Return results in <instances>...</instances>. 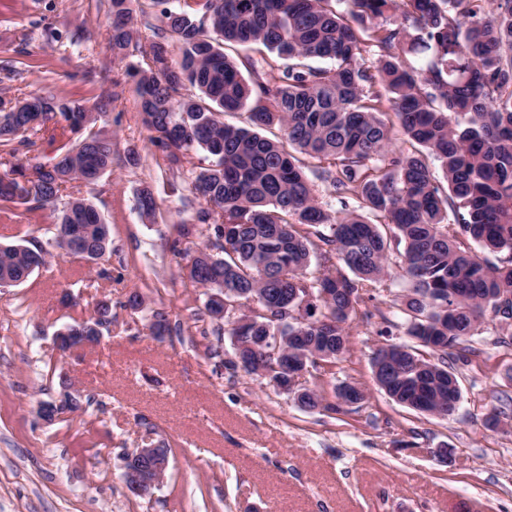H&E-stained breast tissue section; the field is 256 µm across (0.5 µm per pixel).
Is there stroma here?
Here are the masks:
<instances>
[{
	"mask_svg": "<svg viewBox=\"0 0 512 512\" xmlns=\"http://www.w3.org/2000/svg\"><path fill=\"white\" fill-rule=\"evenodd\" d=\"M109 2L0 0V66L22 72L0 94H54L91 112L112 102L97 122L112 140V167L82 189L110 229L103 268L61 255L51 210L0 213V241L48 253L24 283L0 287V512H512V345L499 343L512 327L487 322L473 354L451 362L462 399L450 418L401 406L375 381L374 351L410 341L389 305L403 286L395 267L352 321L347 352L298 382L329 400L353 382L361 403L307 410L233 366L229 337L181 271L183 254L205 240L193 229L204 202L188 179L204 156L177 167L152 144L129 72L144 61L113 59ZM48 28L77 45L48 41ZM144 188L156 201L150 218L137 208ZM134 293L142 308L129 306ZM105 298L112 321L102 341L60 355L56 332ZM156 312L169 323L160 339L148 330ZM66 389L81 411L44 423L40 403ZM494 408L502 423L490 429ZM162 444L167 478L152 497L132 496L123 453ZM442 446L450 462L436 456Z\"/></svg>",
	"mask_w": 512,
	"mask_h": 512,
	"instance_id": "35a3bbf8",
	"label": "stroma"
}]
</instances>
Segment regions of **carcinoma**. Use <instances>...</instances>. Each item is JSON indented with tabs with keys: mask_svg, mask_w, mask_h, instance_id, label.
Segmentation results:
<instances>
[{
	"mask_svg": "<svg viewBox=\"0 0 512 512\" xmlns=\"http://www.w3.org/2000/svg\"><path fill=\"white\" fill-rule=\"evenodd\" d=\"M134 0H110L112 55L139 49L140 114L151 141L192 171L206 207L196 220L212 236L185 264L205 288L204 309L221 322L211 295L280 303L305 289L318 297L311 323L267 319L236 332L235 355L256 373L254 336L287 337L291 356L317 350L332 364L347 350L346 326L388 275L391 243L406 287L392 307L415 345L377 349L375 377L397 403L450 416L461 399L448 358L487 319L512 326V0H153L179 43L134 44ZM389 24L369 30L378 18ZM376 52L375 72L364 55ZM326 59L328 68L307 60ZM201 97L181 95L185 85ZM398 118L406 148L392 149L382 100ZM247 110L250 127L224 123ZM97 117L66 98L0 97V211L53 208L56 246L96 263L112 253L108 225L66 185L95 183L112 167V140ZM279 127L282 139L259 134ZM67 139L44 163L28 154ZM439 162L446 184L429 159ZM336 197L342 214L318 201L308 173ZM375 217L374 223L370 217ZM235 225L227 243L224 225ZM497 256L492 263L472 245ZM40 247L0 243V282L18 285L46 265ZM337 405L364 400L357 385L336 387Z\"/></svg>",
	"mask_w": 512,
	"mask_h": 512,
	"instance_id": "cac0c4a2",
	"label": "carcinoma"
}]
</instances>
